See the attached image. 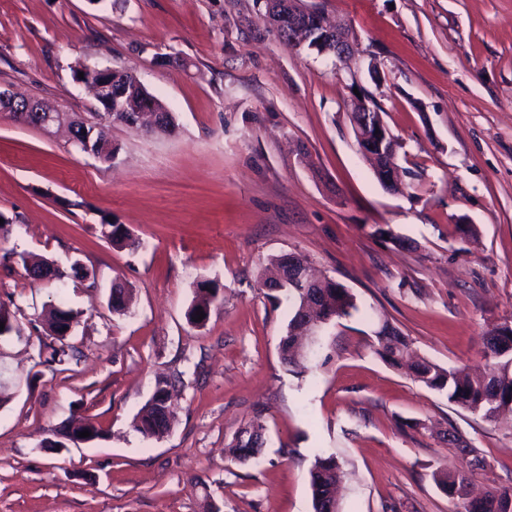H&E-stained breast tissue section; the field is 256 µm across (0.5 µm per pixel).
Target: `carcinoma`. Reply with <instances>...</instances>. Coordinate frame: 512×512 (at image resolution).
<instances>
[{
	"mask_svg": "<svg viewBox=\"0 0 512 512\" xmlns=\"http://www.w3.org/2000/svg\"><path fill=\"white\" fill-rule=\"evenodd\" d=\"M135 106L164 109L163 101L145 88L138 90L133 102L127 103L130 109ZM102 233L114 246L121 247L128 239V232L121 224H105ZM264 286L270 300L278 302L282 296L288 298L291 315L286 335L280 342V355L289 371L303 374L309 369L308 361L294 358L293 345L298 339L296 330L307 319L303 313V302L311 295V290L292 287L287 278L284 257L271 260ZM220 292L219 285L212 281L201 283L195 301L187 312L189 322L196 325L197 314H209L210 306L218 299ZM323 292L320 318L334 320L346 317L356 309L355 297L344 285L334 282ZM385 326L391 327V331L375 337L374 350L382 361L396 368L403 350L409 348V340L400 329L390 326V322H385ZM43 354L46 364L62 363L68 355V345L56 337L44 345ZM484 357L488 365L482 372H472L465 367L447 369L419 357L409 365V376L426 388L446 395L448 401L460 408L492 422L504 412L512 413V330L507 325H496L486 332ZM170 386L167 380L158 382L144 410L132 421L133 430L146 439L159 440L170 430L175 416L174 407L168 402ZM262 446L263 439L258 434V428L250 424L240 431L235 443L228 448V453L236 460L245 452L257 455ZM340 469V463L333 456L315 458L309 471L312 512H341L336 499ZM433 480L449 497L462 501L463 512H473L471 505L475 501L486 505L481 512H504V508L512 503L511 490L477 489L463 472L437 471L433 473Z\"/></svg>",
	"mask_w": 512,
	"mask_h": 512,
	"instance_id": "1",
	"label": "carcinoma"
}]
</instances>
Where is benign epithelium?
I'll use <instances>...</instances> for the list:
<instances>
[{"mask_svg": "<svg viewBox=\"0 0 512 512\" xmlns=\"http://www.w3.org/2000/svg\"><path fill=\"white\" fill-rule=\"evenodd\" d=\"M265 17L269 29L281 39H289L290 43L299 47H310L321 54H332L338 59L351 56L356 49V36L348 24H332L322 15L321 11L304 5L303 0H264ZM123 69H109L107 80L89 83L87 88L95 100L108 101L112 98V83L125 78ZM0 102L6 104L0 112L15 122L34 121L36 127L51 136L55 130L65 127L72 134L81 131V139L75 140L82 153L96 159L103 157L98 149L92 147L90 134L87 133V122L74 118L65 112L42 102L34 101L0 91ZM351 111L356 113L353 122L355 137L361 151L372 158L376 169L385 185L398 186V167L392 158L394 137L385 125L381 114L371 104L369 96L363 94L351 102ZM159 112L156 110L138 111L137 121L133 129L139 132H158ZM327 321L312 320L302 330V337L296 344V350L304 358L310 356Z\"/></svg>", "mask_w": 512, "mask_h": 512, "instance_id": "obj_1", "label": "benign epithelium"}]
</instances>
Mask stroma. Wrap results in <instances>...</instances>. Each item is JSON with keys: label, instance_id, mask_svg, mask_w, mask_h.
I'll list each match as a JSON object with an SVG mask.
<instances>
[{"label": "stroma", "instance_id": "35a3bbf8", "mask_svg": "<svg viewBox=\"0 0 512 512\" xmlns=\"http://www.w3.org/2000/svg\"><path fill=\"white\" fill-rule=\"evenodd\" d=\"M314 2L351 23L354 58L283 43L262 0H0V91L89 117L80 61L132 71L175 118L166 135L112 125L116 157L103 162L67 133L0 117V255L62 273L35 280L0 263V302L19 327L0 338V512H203L209 501L312 512L319 455L341 465V512H460L439 469L512 488V424L460 408L372 348L386 318L418 355L480 370L487 329L512 324V0ZM166 53L183 66L157 64ZM357 91L400 144V193L357 146ZM107 222L130 245L112 246ZM289 253L358 306L324 328L301 377L280 357L289 304L263 285L270 259ZM116 280L132 290L121 313L108 306ZM205 280L222 293L198 326L186 313ZM57 307L78 319L71 357L49 366L38 324ZM160 378L176 418L147 440L131 422ZM80 417L103 437L55 445ZM252 421L260 454L231 461ZM449 429L480 466L443 441Z\"/></svg>", "mask_w": 512, "mask_h": 512}]
</instances>
